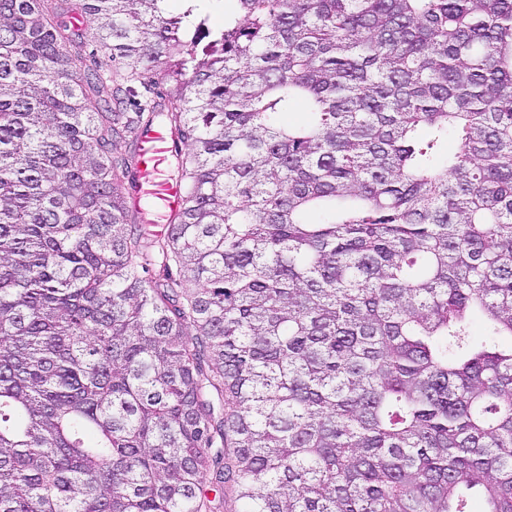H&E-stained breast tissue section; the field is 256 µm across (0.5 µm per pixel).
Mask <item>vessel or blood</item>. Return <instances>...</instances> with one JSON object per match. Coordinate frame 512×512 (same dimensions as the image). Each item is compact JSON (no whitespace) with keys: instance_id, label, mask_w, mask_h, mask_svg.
Returning <instances> with one entry per match:
<instances>
[{"instance_id":"vessel-or-blood-1","label":"vessel or blood","mask_w":512,"mask_h":512,"mask_svg":"<svg viewBox=\"0 0 512 512\" xmlns=\"http://www.w3.org/2000/svg\"><path fill=\"white\" fill-rule=\"evenodd\" d=\"M172 140L170 131L162 126L152 125L140 131L131 205L141 223L171 222L184 206L185 194L181 183L167 173L173 156Z\"/></svg>"}]
</instances>
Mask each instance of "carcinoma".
<instances>
[{
	"mask_svg": "<svg viewBox=\"0 0 512 512\" xmlns=\"http://www.w3.org/2000/svg\"><path fill=\"white\" fill-rule=\"evenodd\" d=\"M166 2L0 0V512H512V0ZM198 4V10L202 15L209 16V25L213 29L221 28L224 26V7L227 11L234 10L233 1H206V2H195ZM172 140L173 135L165 127L152 125L142 128L134 185L131 180H126L119 186V192L127 203L135 189L131 205L138 212L142 224H168L184 206L183 187L174 180L178 159L173 157Z\"/></svg>",
	"mask_w": 512,
	"mask_h": 512,
	"instance_id": "obj_1",
	"label": "carcinoma"
}]
</instances>
